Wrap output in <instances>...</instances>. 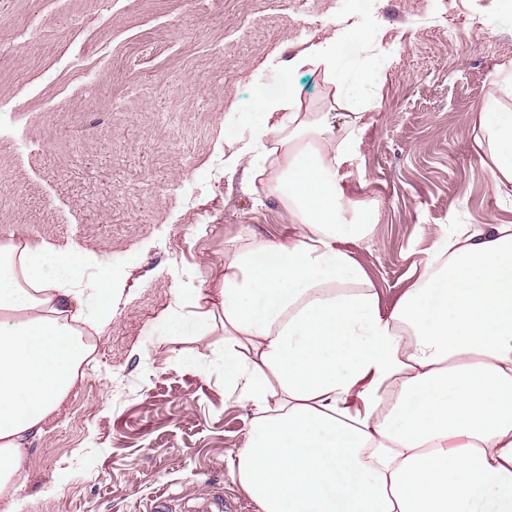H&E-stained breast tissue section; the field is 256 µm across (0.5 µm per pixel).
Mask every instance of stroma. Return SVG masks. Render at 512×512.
<instances>
[{"label":"stroma","mask_w":512,"mask_h":512,"mask_svg":"<svg viewBox=\"0 0 512 512\" xmlns=\"http://www.w3.org/2000/svg\"><path fill=\"white\" fill-rule=\"evenodd\" d=\"M340 20L368 32L347 58L366 117L343 183L379 213L364 238L341 226V246L387 312L448 225L512 224L475 145L512 68L503 0H0V240L95 250L87 283L115 272L111 321L25 444L23 512H146L159 494L170 512L214 494L259 512L231 475L254 414L224 387L223 337L168 336L161 320L177 289L223 277L240 226L281 231L279 197L224 166L261 93L334 111L346 136L323 74L290 67Z\"/></svg>","instance_id":"1"}]
</instances>
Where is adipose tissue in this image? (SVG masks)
I'll use <instances>...</instances> for the list:
<instances>
[{"label":"adipose tissue","mask_w":512,"mask_h":512,"mask_svg":"<svg viewBox=\"0 0 512 512\" xmlns=\"http://www.w3.org/2000/svg\"><path fill=\"white\" fill-rule=\"evenodd\" d=\"M311 45L293 68L322 71L333 102H351L338 41ZM478 115L476 144L493 189L512 191V69ZM261 120L227 139L230 167L267 175L287 231L269 241L240 230L215 294L183 288L169 336L224 321V385L256 414L232 470L260 512H512V225H449L390 312L341 248L351 208L339 175L355 134L337 140L325 112L290 94L260 98ZM94 252L0 242V495L25 440L75 385L90 355L84 328L112 317L113 271L101 267L88 317L73 287ZM193 307L192 316L183 308Z\"/></svg>","instance_id":"adipose-tissue-1"}]
</instances>
